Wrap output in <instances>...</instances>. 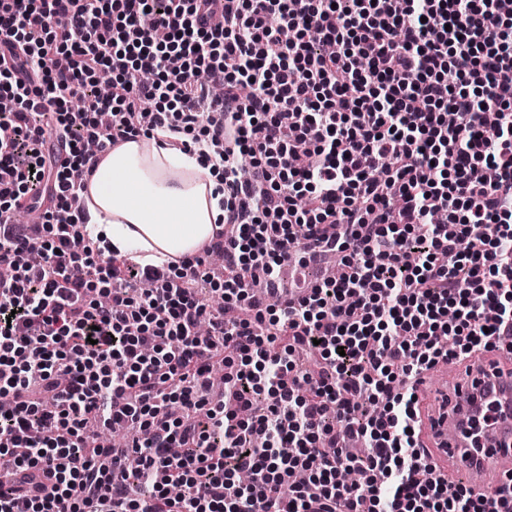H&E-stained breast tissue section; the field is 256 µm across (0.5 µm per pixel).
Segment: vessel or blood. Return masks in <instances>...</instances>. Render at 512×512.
Listing matches in <instances>:
<instances>
[{
  "label": "vessel or blood",
  "mask_w": 512,
  "mask_h": 512,
  "mask_svg": "<svg viewBox=\"0 0 512 512\" xmlns=\"http://www.w3.org/2000/svg\"><path fill=\"white\" fill-rule=\"evenodd\" d=\"M416 393L419 443L449 487L463 484L494 496L512 486V360L501 366L468 361L465 381H451L443 373L434 388L420 380ZM488 401L496 408L495 418L477 452L467 433L468 423Z\"/></svg>",
  "instance_id": "1"
}]
</instances>
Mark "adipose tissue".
<instances>
[{"label":"adipose tissue","instance_id":"1","mask_svg":"<svg viewBox=\"0 0 512 512\" xmlns=\"http://www.w3.org/2000/svg\"><path fill=\"white\" fill-rule=\"evenodd\" d=\"M221 171L202 167L196 157L157 146L143 149L140 140L108 152L88 178L84 193L93 235L127 253L136 239L143 263L160 266L194 255L210 240L223 217L214 188Z\"/></svg>","mask_w":512,"mask_h":512}]
</instances>
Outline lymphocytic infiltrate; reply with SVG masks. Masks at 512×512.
I'll return each instance as SVG.
<instances>
[{"instance_id":"f902f5d3","label":"lymphocytic infiltrate","mask_w":512,"mask_h":512,"mask_svg":"<svg viewBox=\"0 0 512 512\" xmlns=\"http://www.w3.org/2000/svg\"><path fill=\"white\" fill-rule=\"evenodd\" d=\"M0 97V512H512L435 474L415 392L512 348L505 0H0ZM160 133L224 172L223 226L165 269L103 252L74 179Z\"/></svg>"}]
</instances>
